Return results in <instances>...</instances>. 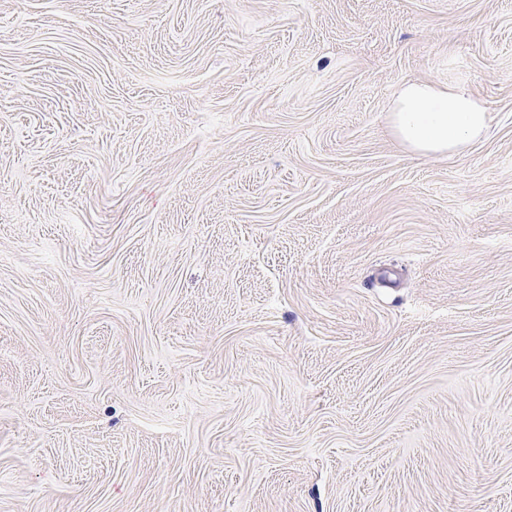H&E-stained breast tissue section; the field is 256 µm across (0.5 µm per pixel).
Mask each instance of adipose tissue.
Wrapping results in <instances>:
<instances>
[{
	"mask_svg": "<svg viewBox=\"0 0 512 512\" xmlns=\"http://www.w3.org/2000/svg\"><path fill=\"white\" fill-rule=\"evenodd\" d=\"M484 103L462 86L406 81L395 99L391 126L410 152L420 156L458 153L489 129Z\"/></svg>",
	"mask_w": 512,
	"mask_h": 512,
	"instance_id": "1",
	"label": "adipose tissue"
}]
</instances>
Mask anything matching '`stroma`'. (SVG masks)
I'll return each mask as SVG.
<instances>
[{
    "label": "stroma",
    "mask_w": 512,
    "mask_h": 512,
    "mask_svg": "<svg viewBox=\"0 0 512 512\" xmlns=\"http://www.w3.org/2000/svg\"><path fill=\"white\" fill-rule=\"evenodd\" d=\"M0 512H512V0H0ZM490 115L484 103L462 86L408 80L395 99L391 126L410 152L448 156L483 137Z\"/></svg>",
    "instance_id": "35a3bbf8"
}]
</instances>
